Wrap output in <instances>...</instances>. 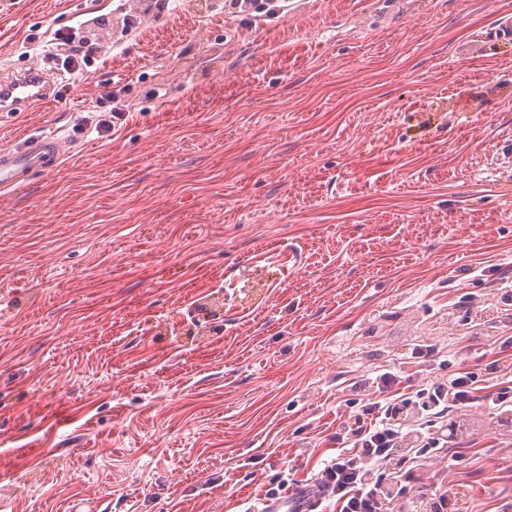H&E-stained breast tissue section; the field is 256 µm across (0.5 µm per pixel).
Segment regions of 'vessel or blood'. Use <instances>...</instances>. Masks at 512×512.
Masks as SVG:
<instances>
[{
	"label": "vessel or blood",
	"mask_w": 512,
	"mask_h": 512,
	"mask_svg": "<svg viewBox=\"0 0 512 512\" xmlns=\"http://www.w3.org/2000/svg\"><path fill=\"white\" fill-rule=\"evenodd\" d=\"M56 85L39 65H28L0 80V112L35 108L53 99ZM74 150L71 139L56 134L18 137L0 147V195L17 192L38 174H47Z\"/></svg>",
	"instance_id": "vessel-or-blood-1"
}]
</instances>
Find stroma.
<instances>
[{"mask_svg": "<svg viewBox=\"0 0 512 512\" xmlns=\"http://www.w3.org/2000/svg\"><path fill=\"white\" fill-rule=\"evenodd\" d=\"M512 0H17L0 75L53 72L55 34L106 19L83 75L0 112V145L72 135L0 197V494L8 512H241L314 473L351 381L454 306L512 286ZM124 120L101 133L104 111ZM448 478L512 503V446L467 410Z\"/></svg>", "mask_w": 512, "mask_h": 512, "instance_id": "obj_1", "label": "stroma"}]
</instances>
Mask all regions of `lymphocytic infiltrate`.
<instances>
[{
  "instance_id": "lymphocytic-infiltrate-1",
  "label": "lymphocytic infiltrate",
  "mask_w": 512,
  "mask_h": 512,
  "mask_svg": "<svg viewBox=\"0 0 512 512\" xmlns=\"http://www.w3.org/2000/svg\"><path fill=\"white\" fill-rule=\"evenodd\" d=\"M500 314L492 351L471 334L444 347L422 340L353 383L347 418L330 438L334 454L311 480L322 495L310 512H469L439 464L463 462L448 455L451 417L482 409L499 422L512 413V312ZM459 345L466 359L450 361Z\"/></svg>"
}]
</instances>
